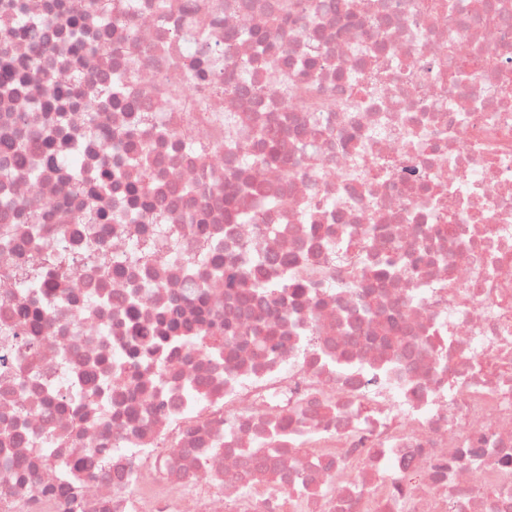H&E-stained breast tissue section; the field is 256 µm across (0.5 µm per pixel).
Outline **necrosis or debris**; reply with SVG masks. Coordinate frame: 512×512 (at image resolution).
<instances>
[{"label":"necrosis or debris","mask_w":512,"mask_h":512,"mask_svg":"<svg viewBox=\"0 0 512 512\" xmlns=\"http://www.w3.org/2000/svg\"><path fill=\"white\" fill-rule=\"evenodd\" d=\"M119 2L76 38L67 0H0V144L41 161L0 154V512H512V0ZM228 178L272 206L235 219ZM189 184L192 222L121 223ZM47 245L79 274L22 286ZM247 255L243 311L214 270ZM205 308L276 345L213 354Z\"/></svg>","instance_id":"4bbe7bcc"}]
</instances>
